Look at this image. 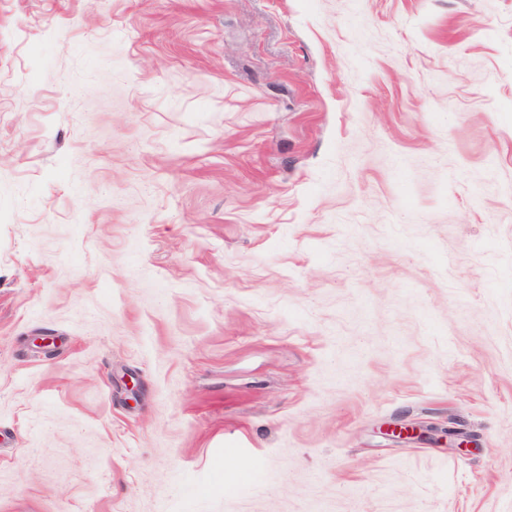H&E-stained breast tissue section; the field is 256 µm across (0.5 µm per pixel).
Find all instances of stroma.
Masks as SVG:
<instances>
[{
	"label": "stroma",
	"mask_w": 512,
	"mask_h": 512,
	"mask_svg": "<svg viewBox=\"0 0 512 512\" xmlns=\"http://www.w3.org/2000/svg\"><path fill=\"white\" fill-rule=\"evenodd\" d=\"M0 512H512V0H0Z\"/></svg>",
	"instance_id": "1"
}]
</instances>
